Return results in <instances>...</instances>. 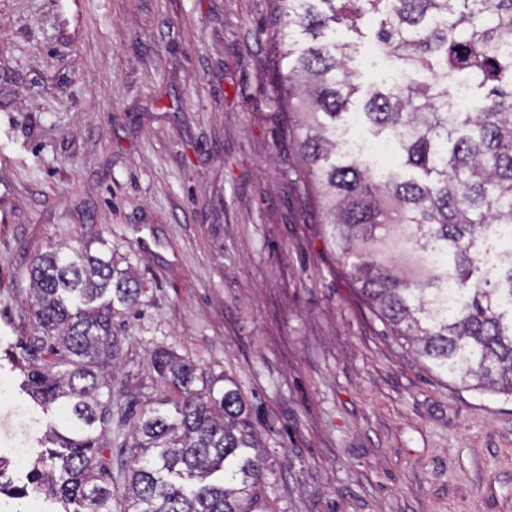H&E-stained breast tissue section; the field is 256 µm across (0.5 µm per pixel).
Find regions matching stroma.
I'll list each match as a JSON object with an SVG mask.
<instances>
[{"label": "stroma", "instance_id": "stroma-1", "mask_svg": "<svg viewBox=\"0 0 512 512\" xmlns=\"http://www.w3.org/2000/svg\"><path fill=\"white\" fill-rule=\"evenodd\" d=\"M377 24L335 35L360 87L338 124L368 141L362 103L401 65ZM285 32L279 0H0V458L28 489L0 512L59 508L28 488L48 417L18 358L33 258L90 233L145 289L114 319L113 477L124 408L171 395L161 346L259 405L265 512H512V395L432 368L364 304L301 178L303 117L273 101ZM382 256L426 275L408 241Z\"/></svg>", "mask_w": 512, "mask_h": 512}]
</instances>
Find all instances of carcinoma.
I'll use <instances>...</instances> for the list:
<instances>
[{"label": "carcinoma", "mask_w": 512, "mask_h": 512, "mask_svg": "<svg viewBox=\"0 0 512 512\" xmlns=\"http://www.w3.org/2000/svg\"><path fill=\"white\" fill-rule=\"evenodd\" d=\"M280 10L310 41L274 83L276 102L305 116V175L325 200L333 244L351 261L362 299L436 368L512 394V248L498 254L506 266L498 282L485 262L491 228L512 225V58L496 50L512 39V0H281ZM367 16L380 17L376 40L409 69L456 70L484 90L477 111L452 114L440 75L366 99L363 115L395 143L406 178L376 179L356 160H333L334 121L358 86L350 46L326 32ZM390 226L452 259L411 287L375 257L377 230ZM98 244L67 256L49 251L30 269L35 325L24 349L25 385L63 419V427L46 429L52 447L34 461V484L63 512H112V473L94 432L112 419V363L125 340L113 327L116 307L129 310L143 296L108 243ZM47 344L57 355L50 366L37 358ZM154 367L178 398L172 413L129 409L123 512H262L261 438L235 379L208 377L164 348L155 350Z\"/></svg>", "instance_id": "carcinoma-1"}]
</instances>
